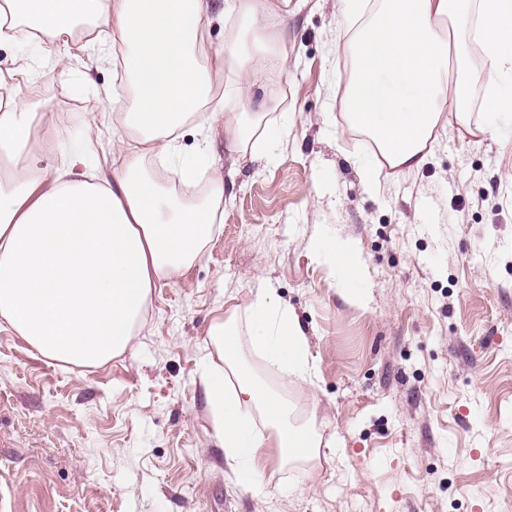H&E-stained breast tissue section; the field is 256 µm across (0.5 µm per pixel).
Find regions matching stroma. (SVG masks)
<instances>
[{
  "mask_svg": "<svg viewBox=\"0 0 512 512\" xmlns=\"http://www.w3.org/2000/svg\"><path fill=\"white\" fill-rule=\"evenodd\" d=\"M338 7L293 0L290 61L269 59L253 89L255 109L278 97L265 120L287 134L279 155L229 156L215 126L211 161L237 170L223 229L153 288L125 352L64 364L0 324V512H512V124L479 142L439 131L423 168L375 191L367 136L343 129ZM75 37L87 48L67 73L22 41L0 45V68L25 58L33 111L107 169L124 71ZM320 237L357 250L363 300ZM262 286L300 317L319 386L282 382L247 339L243 363L297 414L317 408L333 445L316 467L269 449L259 493L227 478L199 372L213 319Z\"/></svg>",
  "mask_w": 512,
  "mask_h": 512,
  "instance_id": "stroma-1",
  "label": "stroma"
}]
</instances>
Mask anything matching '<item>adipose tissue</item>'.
<instances>
[{
	"instance_id": "1",
	"label": "adipose tissue",
	"mask_w": 512,
	"mask_h": 512,
	"mask_svg": "<svg viewBox=\"0 0 512 512\" xmlns=\"http://www.w3.org/2000/svg\"><path fill=\"white\" fill-rule=\"evenodd\" d=\"M232 23L223 50L210 52L209 0H0V42L17 26L41 44L56 67L68 70L83 46L72 38L81 22L110 27L133 91L118 106L123 134L112 143V169L89 166L84 150H64L41 166L39 126L23 93L25 64L0 71V321L43 356L102 363L130 345L152 288L173 281L199 260L220 232L218 214L235 168L214 167L208 141L224 124V149L243 154L254 135L267 150L282 141L265 110L248 111L251 87L265 75L262 58L237 52L247 32L260 34L280 64L288 50L277 18L291 0H227ZM341 29L351 32L344 106L350 129L368 134L380 158L363 168L419 171L435 131L453 113L459 131L477 138L512 123V0H339ZM478 42L489 67L475 71L469 45ZM222 95H215L216 83ZM483 87L480 123L470 113ZM195 125L204 141L182 157L179 138ZM163 171L146 173L148 161ZM209 170L207 194L186 200L166 181L194 183ZM318 251L352 298L363 264L342 241L319 240ZM253 347L282 375L317 383L319 372L295 311L273 289L259 288L245 312L226 311L211 325L216 353L199 375L232 483L262 490L272 482L266 451L281 460L319 464L323 437L315 419H298L280 397L241 366L239 320Z\"/></svg>"
}]
</instances>
